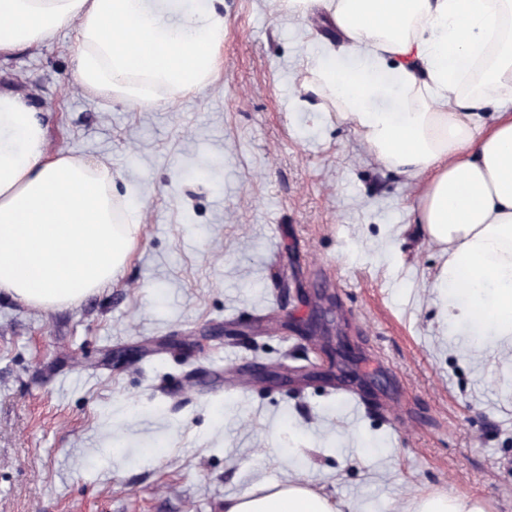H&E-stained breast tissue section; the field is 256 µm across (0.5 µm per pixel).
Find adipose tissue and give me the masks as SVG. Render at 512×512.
<instances>
[{
  "label": "adipose tissue",
  "instance_id": "1",
  "mask_svg": "<svg viewBox=\"0 0 512 512\" xmlns=\"http://www.w3.org/2000/svg\"><path fill=\"white\" fill-rule=\"evenodd\" d=\"M325 11L338 40L311 58L310 92L349 121L381 162L421 184L416 219L445 261L433 285L479 336L512 342V0H284ZM73 27L75 83L134 105L202 86L224 41L216 6L176 0H0V56ZM350 56L353 66L335 58ZM393 92L390 107L372 101ZM494 102L491 118L468 96ZM47 128L0 87V293L33 308L111 284L140 225L117 207L111 167L49 152ZM224 512H337L308 484L224 500Z\"/></svg>",
  "mask_w": 512,
  "mask_h": 512
}]
</instances>
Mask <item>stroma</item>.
<instances>
[{
  "mask_svg": "<svg viewBox=\"0 0 512 512\" xmlns=\"http://www.w3.org/2000/svg\"><path fill=\"white\" fill-rule=\"evenodd\" d=\"M325 30L224 0L208 83L136 106L72 85L71 28L0 58L51 149L107 161L142 202L110 285L56 310L0 297V512H222L288 481L339 512L428 493L512 512V348L478 352L490 337L447 316L418 183L300 101ZM321 291L345 375L292 330ZM271 364L291 378L261 380Z\"/></svg>",
  "mask_w": 512,
  "mask_h": 512,
  "instance_id": "stroma-1",
  "label": "stroma"
}]
</instances>
